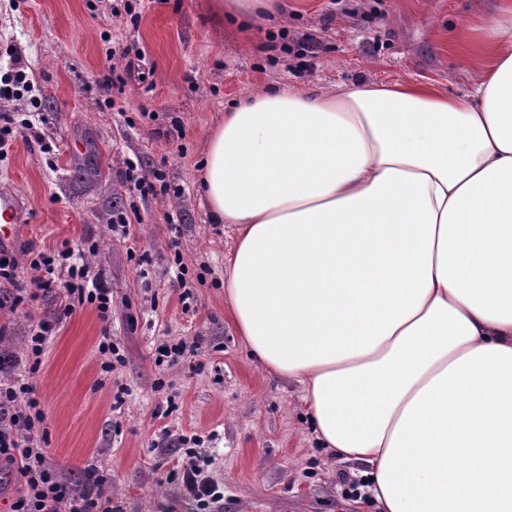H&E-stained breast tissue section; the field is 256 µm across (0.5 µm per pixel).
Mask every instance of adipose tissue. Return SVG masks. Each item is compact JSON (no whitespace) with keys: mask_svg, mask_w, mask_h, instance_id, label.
Returning <instances> with one entry per match:
<instances>
[{"mask_svg":"<svg viewBox=\"0 0 512 512\" xmlns=\"http://www.w3.org/2000/svg\"><path fill=\"white\" fill-rule=\"evenodd\" d=\"M476 41L466 98L262 90L207 142L234 324L376 512H512V0Z\"/></svg>","mask_w":512,"mask_h":512,"instance_id":"ef3b65f1","label":"adipose tissue"}]
</instances>
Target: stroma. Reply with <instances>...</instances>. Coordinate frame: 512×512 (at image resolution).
<instances>
[{"label":"stroma","mask_w":512,"mask_h":512,"mask_svg":"<svg viewBox=\"0 0 512 512\" xmlns=\"http://www.w3.org/2000/svg\"><path fill=\"white\" fill-rule=\"evenodd\" d=\"M284 18L247 28L218 21L209 0H0V76L24 69L26 86L0 113L28 120L42 146L15 139L0 158V192L19 194L25 223L13 253L21 279L25 246L86 249L112 288V317L95 306L60 317L49 293L13 304L0 284V351L23 353L39 323H56L38 372L27 380L45 414L47 459L72 481L98 466L112 475L122 512H197L168 472L190 438L224 488L223 512H375L340 474L364 467L332 459L304 415L297 384L264 374L224 301L230 228L212 223L199 190L213 127L247 94L304 84H430L463 98L484 58L451 48L495 15L494 0H282ZM128 57H108L109 49ZM125 83H100L108 66ZM113 99L115 108L104 105ZM161 167L171 192L147 195L123 179L126 163ZM136 207L135 240L110 229ZM182 277V304L171 288ZM192 346L156 363L162 341ZM121 360L101 365V343Z\"/></svg>","instance_id":"obj_1"}]
</instances>
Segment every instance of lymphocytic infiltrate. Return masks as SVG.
<instances>
[{
    "label": "lymphocytic infiltrate",
    "mask_w": 512,
    "mask_h": 512,
    "mask_svg": "<svg viewBox=\"0 0 512 512\" xmlns=\"http://www.w3.org/2000/svg\"><path fill=\"white\" fill-rule=\"evenodd\" d=\"M70 248L54 252L30 251L29 282L17 279L18 262L0 249V282L14 284L16 302L33 301L41 294L62 289V315L75 308L95 305L101 320H109L112 290L106 281L91 278L88 266L71 264ZM12 355L0 352V465L18 485L12 512H113L109 492L112 477L89 468L82 485H74L44 455L39 436L45 421L32 386L13 376ZM186 499L207 507L223 502L224 494L208 474L198 452L186 450L185 459L169 475Z\"/></svg>",
    "instance_id": "f902f5d3"
}]
</instances>
